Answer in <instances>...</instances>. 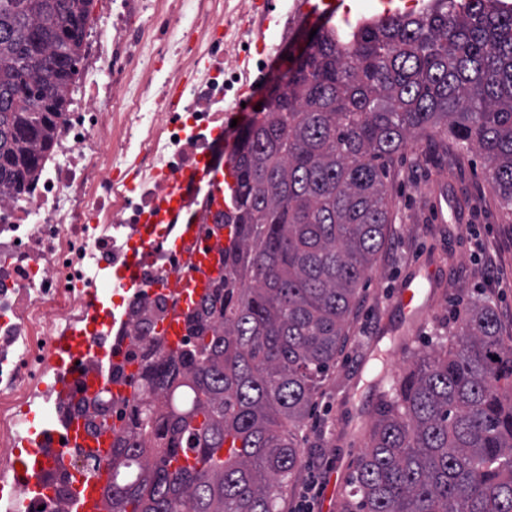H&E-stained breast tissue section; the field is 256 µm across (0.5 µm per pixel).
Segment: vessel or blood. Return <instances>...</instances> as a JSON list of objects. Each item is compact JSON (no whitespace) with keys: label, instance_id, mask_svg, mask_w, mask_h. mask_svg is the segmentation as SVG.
<instances>
[{"label":"vessel or blood","instance_id":"vessel-or-blood-1","mask_svg":"<svg viewBox=\"0 0 512 512\" xmlns=\"http://www.w3.org/2000/svg\"><path fill=\"white\" fill-rule=\"evenodd\" d=\"M228 179V164L216 161L213 156H203L193 170L179 184L174 198L178 207H186L189 192L200 185H207L212 210L224 207V183ZM466 208L460 203L441 196L433 207L435 222H462ZM182 241L191 246V262L177 279L168 282L166 291L174 297V306L162 328V342L166 348H177L186 334L184 318L206 293L210 281L224 270L223 244L229 239L227 229H218L216 234L206 235L199 224L187 221L183 226ZM435 281L432 265H425L415 276L405 280L399 287L395 304L408 320H416L421 314L419 299L427 285ZM87 356H79L71 337L54 338L50 344V357L56 370V391L66 407L58 411L55 419L31 429L21 450L14 460L23 467L14 473L12 485L0 484V512H23L15 499L14 488L24 485L29 498L47 499L52 494L56 478L70 473L71 481L67 496L60 500L61 512H106L104 493L112 482V437L103 435L96 442L94 452L102 459L95 470H74L73 458L65 449V442L87 444L84 419L70 404L95 391L110 389L129 401H136L138 391L135 384H116L112 381V370L124 361L119 343L105 345L95 339L87 341Z\"/></svg>","mask_w":512,"mask_h":512}]
</instances>
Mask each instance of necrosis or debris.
<instances>
[{"instance_id":"4bbe7bcc","label":"necrosis or debris","mask_w":512,"mask_h":512,"mask_svg":"<svg viewBox=\"0 0 512 512\" xmlns=\"http://www.w3.org/2000/svg\"><path fill=\"white\" fill-rule=\"evenodd\" d=\"M307 9L308 0H281L273 15L253 0H119L90 44L81 102L59 120L56 150L26 195L0 202L1 475L34 403L56 405L50 337L115 333L128 337L127 353L139 351L134 307L187 267L171 255L182 229L160 205ZM148 44L156 53L146 64ZM102 67L101 85L89 75ZM145 239L141 289L130 293L119 276Z\"/></svg>"}]
</instances>
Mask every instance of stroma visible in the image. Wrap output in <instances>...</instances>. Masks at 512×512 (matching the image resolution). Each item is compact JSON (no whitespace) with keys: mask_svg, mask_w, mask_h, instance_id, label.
I'll list each match as a JSON object with an SVG mask.
<instances>
[{"mask_svg":"<svg viewBox=\"0 0 512 512\" xmlns=\"http://www.w3.org/2000/svg\"><path fill=\"white\" fill-rule=\"evenodd\" d=\"M391 232L361 284L348 320L349 341L328 373L301 432L305 473L328 477L345 496L355 461L375 418L379 396L413 355L447 335L472 301L495 308L501 334L512 337V211L503 209L483 159L455 141H412L389 165ZM472 210L460 224H438L430 212L437 188ZM436 281L421 297L423 313L403 321L395 306L399 283L424 262Z\"/></svg>","mask_w":512,"mask_h":512,"instance_id":"1","label":"stroma"}]
</instances>
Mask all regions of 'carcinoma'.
Masks as SVG:
<instances>
[{
  "label": "carcinoma",
  "instance_id": "cac0c4a2",
  "mask_svg": "<svg viewBox=\"0 0 512 512\" xmlns=\"http://www.w3.org/2000/svg\"><path fill=\"white\" fill-rule=\"evenodd\" d=\"M94 0H0V197L29 189L72 104ZM479 151L512 210V3L432 0L332 25L237 130L224 276L177 350L130 362L145 400L112 442L107 512H278L295 430L344 347L412 138ZM339 512H512V343L474 303L380 395Z\"/></svg>",
  "mask_w": 512,
  "mask_h": 512
}]
</instances>
